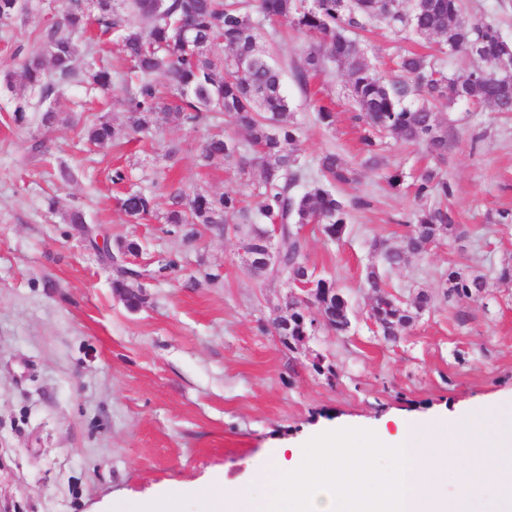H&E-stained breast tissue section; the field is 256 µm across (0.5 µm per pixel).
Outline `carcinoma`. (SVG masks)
<instances>
[{
  "instance_id": "1",
  "label": "carcinoma",
  "mask_w": 512,
  "mask_h": 512,
  "mask_svg": "<svg viewBox=\"0 0 512 512\" xmlns=\"http://www.w3.org/2000/svg\"><path fill=\"white\" fill-rule=\"evenodd\" d=\"M126 4L117 11L116 2ZM263 18L289 17L295 27L312 42L304 64L296 71V80L307 86L309 72L330 60L347 68L351 96L358 108V119L365 126L361 138L362 152L377 164V133H390L411 143H423L436 157L448 152V135L441 130L435 102L448 94L476 105H487L500 113L512 112V79L497 74L494 64L502 56H512V44L503 40L490 21L465 17L462 0H409L386 7L382 0H258ZM44 8L42 0H0V26L12 25L17 19ZM250 0H68L64 11L37 34L40 52L26 59L22 66L25 90L15 97L12 120L18 126L30 123L32 100L42 112L40 126L51 128L59 120V91L72 83L79 84L88 96L112 91V83H127L122 105L127 112L123 129L113 126L105 116H97L83 128L86 142L96 148L114 143L120 136L148 133L155 128L158 116L171 122L197 127L209 122L211 115L222 112L248 133L249 144L257 156L243 152L234 139L212 133L201 144L199 160L203 166L218 163L233 165L241 177L259 191L261 202L250 213L241 207L242 194L237 189L221 195L189 193L181 188L169 192L170 207L164 221L178 228L186 241L197 238V226L205 224L224 232V214L238 212L255 225L250 244L262 241L268 231L258 225H280L281 253L278 267L265 268L250 250L253 270L268 273L272 279L294 281L305 274L303 245L295 236L296 224H318L329 236L340 234L348 224L352 208L366 202L354 197L346 202L337 198L332 188L356 181V170L333 152L322 154L317 176L306 179V172L296 154L297 127L287 121L289 103L282 91V74L272 54L264 45L261 33L250 16ZM374 21L393 33L411 30L434 35L439 43L466 48L477 43L482 48V65L463 73L446 74L440 60L430 54L408 53L397 62V74L387 79L374 70L364 57L357 36ZM97 24L121 47L128 71L96 58L98 43L83 39L91 24ZM218 40L230 50L221 57L212 51ZM87 58L85 66L78 62ZM250 58L253 63L240 71L236 58ZM165 79L161 91L155 77ZM180 149L170 146L163 155L164 164L153 173V190L131 189L120 198V208L129 221L137 222L158 212L162 190L168 188L169 173L178 163ZM307 180V189L297 194L294 188ZM416 197L431 199L433 204L416 215L414 235L404 246L387 249L383 260L390 268L402 265L406 255L417 252L423 243L451 226L448 211V180L433 169L424 170L415 184ZM448 283L444 298H470L481 294L484 277L475 272L450 269L442 277ZM373 310L382 322L380 331L398 336L409 328L433 298L420 292L408 305L387 291V284L376 269L367 273ZM319 309L332 331L340 332L349 317L343 294L334 282L317 277ZM114 291L130 307L140 298L127 279L112 282ZM288 342L292 348L302 335L301 323L309 317V308L289 297Z\"/></svg>"
}]
</instances>
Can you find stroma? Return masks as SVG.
I'll return each instance as SVG.
<instances>
[{"label": "stroma", "mask_w": 512, "mask_h": 512, "mask_svg": "<svg viewBox=\"0 0 512 512\" xmlns=\"http://www.w3.org/2000/svg\"><path fill=\"white\" fill-rule=\"evenodd\" d=\"M0 30V73L20 71L16 47L38 52L35 36L66 0ZM264 40L283 68L297 150L308 176L333 151L358 167V180L336 187L358 196L341 240L319 225L303 228L305 262L333 279L350 300L348 332L320 330L288 349L272 324L287 284L248 268L249 229L239 214L224 217V233L191 243L148 218L128 223L113 168L127 170L136 188L151 186L166 145L179 144L173 187L218 195L237 187L234 170L200 167L208 131L159 122L149 134L88 150L80 129L91 112L82 88H63L62 113L48 131L15 126L9 92L0 93V512H94L167 490L204 491L217 481L250 484L258 466L284 442L303 444L343 425L370 428L391 415L419 422L452 419L494 400L512 402V112L451 98L437 113L448 133L446 163L425 145L387 138L385 163L364 166L361 126L345 67L328 61L301 86L294 69L311 39L291 19L263 24ZM436 37L397 36L384 26L364 34L367 62L389 72L405 52L430 53ZM334 108L333 123L318 118ZM46 152L30 154L32 137ZM438 165L453 188L455 227L447 241L425 247L396 269L381 248L404 243L422 202L413 184ZM403 173L399 189L386 176ZM83 208L89 230L64 223ZM135 240L138 256L119 248ZM174 267L161 269L162 259ZM142 270L145 302L128 308L112 282L121 267ZM380 268L390 292L411 300L421 289L432 306L397 340L368 320L365 286ZM485 276L481 298L450 303L441 277L448 268ZM324 355L336 372L312 368Z\"/></svg>", "instance_id": "obj_1"}]
</instances>
